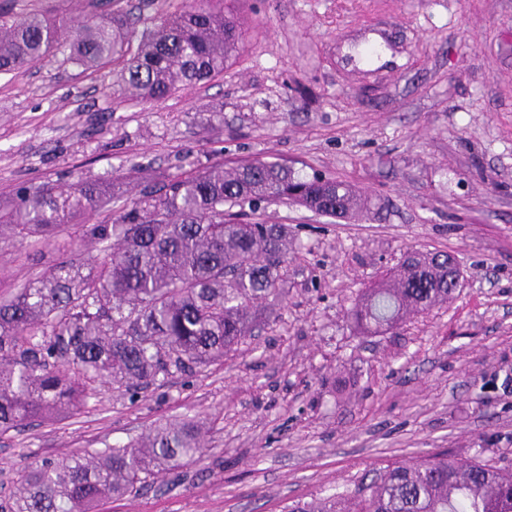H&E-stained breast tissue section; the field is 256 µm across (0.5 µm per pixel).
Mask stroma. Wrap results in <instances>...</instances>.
Instances as JSON below:
<instances>
[{
	"instance_id": "obj_1",
	"label": "stroma",
	"mask_w": 512,
	"mask_h": 512,
	"mask_svg": "<svg viewBox=\"0 0 512 512\" xmlns=\"http://www.w3.org/2000/svg\"><path fill=\"white\" fill-rule=\"evenodd\" d=\"M246 35L223 75L162 102L63 54L0 75V208L18 184L128 189L203 164L284 160L362 189L378 216L281 202L302 256L280 315L223 361L0 438V500L24 469L172 418L203 456L99 512H283L427 454L512 466V0H227ZM456 258L448 303L378 336L346 316L404 253Z\"/></svg>"
}]
</instances>
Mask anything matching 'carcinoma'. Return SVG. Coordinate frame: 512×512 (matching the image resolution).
I'll return each instance as SVG.
<instances>
[{"label": "carcinoma", "instance_id": "1", "mask_svg": "<svg viewBox=\"0 0 512 512\" xmlns=\"http://www.w3.org/2000/svg\"><path fill=\"white\" fill-rule=\"evenodd\" d=\"M77 19L0 3V74L64 51L87 69L119 66L117 86L160 101L224 74L242 47L224 0H187L139 30L121 11ZM134 196L96 183H21L0 210V251L27 244L58 254L0 291V435L26 422L80 413L106 385L134 398L174 373L191 376L276 313L281 282L299 259L292 230L257 214L268 201L331 218L368 209L361 191L285 162L249 160L166 174ZM85 242L97 254L81 252ZM448 256L407 253L396 275L349 309L368 333L448 301ZM192 419L160 423L137 441L44 460L24 472L0 512H97L161 466L200 453ZM288 512H512V469L434 454L395 462L345 496L296 502Z\"/></svg>", "mask_w": 512, "mask_h": 512}]
</instances>
